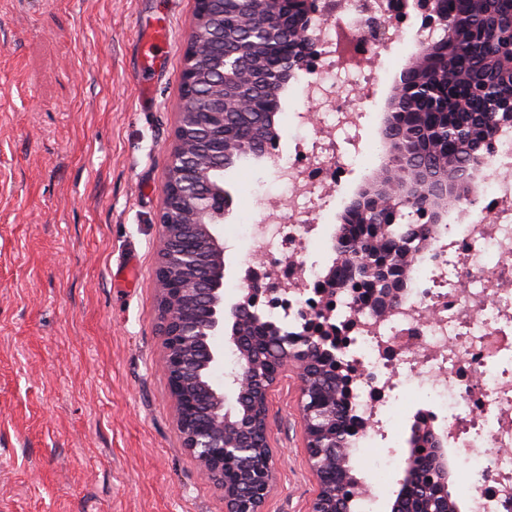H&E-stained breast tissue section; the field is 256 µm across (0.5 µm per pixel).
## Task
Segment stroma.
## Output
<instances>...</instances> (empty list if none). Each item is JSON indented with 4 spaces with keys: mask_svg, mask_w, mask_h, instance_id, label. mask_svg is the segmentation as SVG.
<instances>
[{
    "mask_svg": "<svg viewBox=\"0 0 512 512\" xmlns=\"http://www.w3.org/2000/svg\"><path fill=\"white\" fill-rule=\"evenodd\" d=\"M195 0H0V512H224L183 447L159 368L156 266L163 186ZM166 26L150 100L138 48ZM368 154L328 215L337 230L382 175ZM225 305L255 195L281 193L269 158L224 174ZM273 489L262 512H310L300 380L269 395Z\"/></svg>",
    "mask_w": 512,
    "mask_h": 512,
    "instance_id": "obj_1",
    "label": "stroma"
}]
</instances>
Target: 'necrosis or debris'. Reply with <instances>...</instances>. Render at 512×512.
<instances>
[{"instance_id": "4bbe7bcc", "label": "necrosis or debris", "mask_w": 512, "mask_h": 512, "mask_svg": "<svg viewBox=\"0 0 512 512\" xmlns=\"http://www.w3.org/2000/svg\"><path fill=\"white\" fill-rule=\"evenodd\" d=\"M387 2L320 0L307 33L314 54L286 115L296 135L288 153L272 155L287 193L267 199L245 227L257 249L240 286L251 287L253 274L269 276L276 299L263 316L270 322L292 326L324 308L319 221L364 154L368 92L384 81L393 53L416 55L443 35L426 13L392 15ZM338 14L369 37L370 54L353 71L336 52ZM312 103L323 109L313 129ZM492 143L474 184L480 210L460 207L435 226L388 314H359L345 293L335 299L338 319L354 322L339 347L357 370L352 406L364 424L351 452L386 440L396 387L417 388L426 396L419 415L436 424L463 475L455 497L468 512H512V126L500 127Z\"/></svg>"}]
</instances>
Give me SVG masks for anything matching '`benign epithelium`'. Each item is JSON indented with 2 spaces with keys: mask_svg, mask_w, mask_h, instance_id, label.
Returning <instances> with one entry per match:
<instances>
[{
  "mask_svg": "<svg viewBox=\"0 0 512 512\" xmlns=\"http://www.w3.org/2000/svg\"><path fill=\"white\" fill-rule=\"evenodd\" d=\"M210 0H195L196 24L185 49L182 94L188 96L195 85L193 44L200 35L220 36L221 27L209 12ZM186 141L200 143L201 152L217 155L224 152V95L211 97L207 109L193 114L178 113L177 126L163 188V207L159 223L167 225L162 236L156 279L159 286L158 313L163 339V372L176 408L177 429L183 446L198 460L202 473L224 492L226 512H261L271 487L272 453L269 443H254L255 434L267 436L268 396L280 372L288 366L286 358L278 360L275 370L267 369L264 360L254 357L239 336L242 316L253 303V292L224 314V242L214 226L224 219V188H201L206 171L196 158L184 151ZM390 150L387 167L404 162L405 148L394 128H389ZM448 173L424 168L403 169L405 187L402 199L420 197L429 209L432 222L444 223L448 209L470 197L475 170L461 171L453 161L446 164ZM384 192L378 184L359 193L352 208L366 214L374 212V203ZM415 249L402 259L382 264L377 257L365 263H351L350 276L373 289L372 309L386 313L393 297L408 277ZM231 320L230 341L241 356L240 369L231 375L230 386L237 394L250 398L247 417L224 412V389L206 387L210 405L207 419L200 418L197 395L200 379L187 367L199 364L198 371L214 373L224 355L212 347V339L224 332V318ZM316 329L308 336L309 347L300 353L302 413L307 448L313 458L325 452L347 456L336 443V410L324 401L309 400L315 381L322 372L318 353L333 329L324 317H314ZM263 451V466L253 464V453ZM240 463L233 478L225 476L227 458ZM320 492L311 512H337L336 498L329 493L326 473L315 469Z\"/></svg>",
  "mask_w": 512,
  "mask_h": 512,
  "instance_id": "obj_1",
  "label": "benign epithelium"
}]
</instances>
